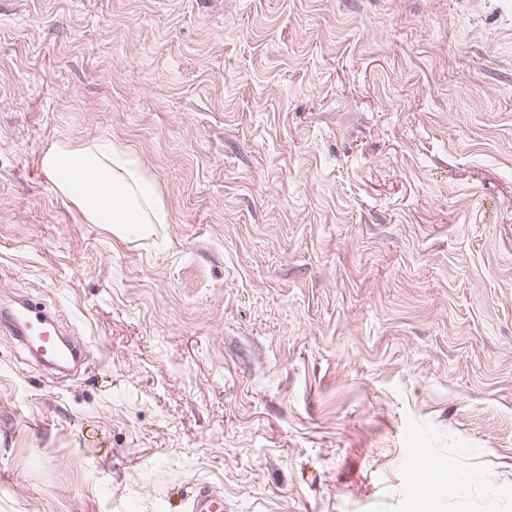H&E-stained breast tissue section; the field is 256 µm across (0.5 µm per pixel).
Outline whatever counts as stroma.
<instances>
[{
  "instance_id": "35a3bbf8",
  "label": "stroma",
  "mask_w": 512,
  "mask_h": 512,
  "mask_svg": "<svg viewBox=\"0 0 512 512\" xmlns=\"http://www.w3.org/2000/svg\"><path fill=\"white\" fill-rule=\"evenodd\" d=\"M104 138L149 235L42 170ZM15 296L85 353L0 328V512H512V0H0ZM45 175L90 224L124 239L168 223L155 181L112 140L59 143L41 161ZM188 512H224V496L217 488L200 485L187 504Z\"/></svg>"
}]
</instances>
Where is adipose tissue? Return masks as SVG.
Returning a JSON list of instances; mask_svg holds the SVG:
<instances>
[{"label":"adipose tissue","mask_w":512,"mask_h":512,"mask_svg":"<svg viewBox=\"0 0 512 512\" xmlns=\"http://www.w3.org/2000/svg\"><path fill=\"white\" fill-rule=\"evenodd\" d=\"M41 164L84 220L107 225L117 238L148 233L169 219L154 180L111 140L57 144Z\"/></svg>","instance_id":"adipose-tissue-1"}]
</instances>
